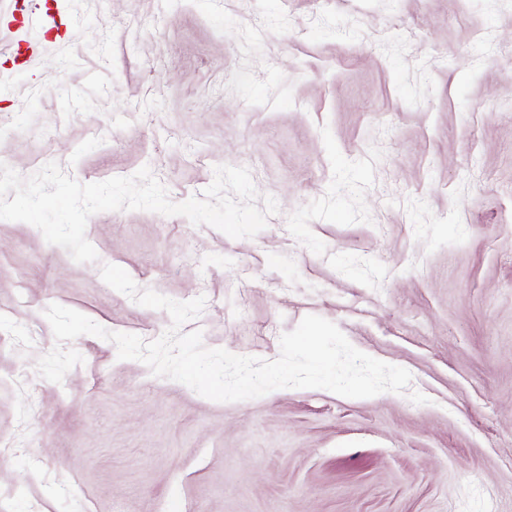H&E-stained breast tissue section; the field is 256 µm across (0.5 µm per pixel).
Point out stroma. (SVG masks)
<instances>
[{
  "mask_svg": "<svg viewBox=\"0 0 512 512\" xmlns=\"http://www.w3.org/2000/svg\"><path fill=\"white\" fill-rule=\"evenodd\" d=\"M512 0H0V162L81 183L219 165L279 211L233 239L92 215L98 259L0 220V512H512ZM278 358L308 315L407 369L404 393L216 402L93 335L62 383L45 309Z\"/></svg>",
  "mask_w": 512,
  "mask_h": 512,
  "instance_id": "stroma-1",
  "label": "stroma"
}]
</instances>
